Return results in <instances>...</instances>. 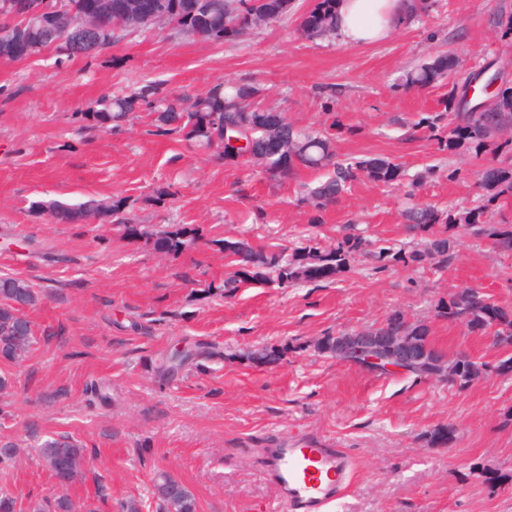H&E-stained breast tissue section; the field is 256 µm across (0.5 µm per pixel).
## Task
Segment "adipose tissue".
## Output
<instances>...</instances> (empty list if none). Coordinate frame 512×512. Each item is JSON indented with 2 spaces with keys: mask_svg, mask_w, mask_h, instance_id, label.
<instances>
[{
  "mask_svg": "<svg viewBox=\"0 0 512 512\" xmlns=\"http://www.w3.org/2000/svg\"><path fill=\"white\" fill-rule=\"evenodd\" d=\"M405 0H338L336 33L344 44L385 40L405 21Z\"/></svg>",
  "mask_w": 512,
  "mask_h": 512,
  "instance_id": "obj_1",
  "label": "adipose tissue"
}]
</instances>
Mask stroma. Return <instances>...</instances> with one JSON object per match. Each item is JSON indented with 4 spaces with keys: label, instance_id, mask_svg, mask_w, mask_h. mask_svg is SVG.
I'll use <instances>...</instances> for the list:
<instances>
[{
    "label": "stroma",
    "instance_id": "35a3bbf8",
    "mask_svg": "<svg viewBox=\"0 0 512 512\" xmlns=\"http://www.w3.org/2000/svg\"><path fill=\"white\" fill-rule=\"evenodd\" d=\"M287 17L213 42L151 26L92 57L46 50L0 62V275L28 279L39 295L27 316L37 341L0 393V494L19 512L56 489L38 456L59 434L79 440L85 477L67 490L73 512H161L159 473L180 479L199 512H285L258 472V449L310 438L344 449L352 481L328 512H512V484L489 488L474 466L512 472V375L495 372L512 347L441 316L437 304L465 286L512 312V252L457 225L448 261L377 262L352 256L346 270L291 287H226L234 269L218 242L244 238L286 250L331 247L347 225L373 248L412 250L402 211L409 201L461 214L488 204L512 224V195L482 188L477 174L512 168V146L475 154L444 145L449 126H421L444 109L447 81L409 90L405 76L439 53L462 72L489 66L512 74V35L499 17L512 0H423L426 9L388 41L350 47L301 35L315 0H293ZM248 83L262 107L301 128L332 134L339 158L382 157L401 180L361 178L320 213L303 202L324 174L301 168L281 181L256 164H228L156 133L147 118L111 131L82 130L79 112L106 92L157 82L189 98L212 85ZM169 197L155 202L158 187ZM132 199L131 223L157 231L198 229L178 257L146 248L111 224H54L30 213L35 201L84 195ZM402 313L428 328L447 357L468 354L485 370L460 389L434 376L381 373L316 351L327 335L368 331ZM201 355L172 376L174 349ZM274 348L269 363L243 352ZM450 425L454 439L431 443Z\"/></svg>",
    "mask_w": 512,
    "mask_h": 512
}]
</instances>
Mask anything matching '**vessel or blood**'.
Here are the masks:
<instances>
[{"label":"vessel or blood","mask_w":512,"mask_h":512,"mask_svg":"<svg viewBox=\"0 0 512 512\" xmlns=\"http://www.w3.org/2000/svg\"><path fill=\"white\" fill-rule=\"evenodd\" d=\"M259 467L276 487L286 512H326L352 477L348 455L330 444L264 448Z\"/></svg>","instance_id":"vessel-or-blood-1"}]
</instances>
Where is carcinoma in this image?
<instances>
[{
	"mask_svg": "<svg viewBox=\"0 0 512 512\" xmlns=\"http://www.w3.org/2000/svg\"><path fill=\"white\" fill-rule=\"evenodd\" d=\"M337 0H318L300 16L299 29L308 38L336 34ZM78 13L92 16L98 26L108 32L100 39L79 24L50 26L36 34L29 44H16L2 33L11 21L10 11L0 6V56L10 63L22 61L46 49L64 52V56H92L115 45L126 32L148 26L144 13L154 15L153 25L169 27L179 34L209 41L232 40L244 32L288 15L292 0H69ZM459 62L452 56L439 55L408 72L405 86L424 89L457 71ZM455 82L448 92L445 111L420 121L434 130L446 120L453 126L445 146L455 150L463 145L475 154L491 146L500 134L512 127V85L504 83L493 101L481 110L461 102L460 88ZM257 89L247 83H217L205 93L193 97L187 107L168 99L154 83L131 94L113 93L101 96L93 106L81 113L84 128L108 131L117 128L137 112L150 117L151 126L166 134H177L180 140L211 150L225 162L236 163L235 155L224 150V126L241 127L251 133L253 153L263 171L272 179H285L303 167L312 170L333 168L326 181L313 188L306 198L315 212L336 202L352 182L367 177L373 181L392 183L402 177L401 167L384 158L356 162L336 160L333 138L327 134H311L297 130L287 117H279L255 102ZM483 187L499 194L512 193V168L491 167L478 174ZM128 200L90 197L77 203L60 200L35 202L34 214H45L56 224H82L90 218L123 228L132 240L149 242L152 249L176 256L195 242L199 232L184 227L149 232L129 223ZM412 229L427 235L426 248L404 256L389 255L380 250L373 257L383 261L390 257L408 263L425 258L448 259L454 246L452 230L462 221L476 236H487L505 252L512 251V225L490 223L486 207L474 208L456 218L451 214L415 204L404 213ZM224 252L236 267L234 282H276L288 285L298 281L330 279L345 269L352 254L361 251L366 240L357 234H346L336 247L321 250L313 246L298 247L291 256L273 248L255 247L246 240H220ZM38 302L32 284L17 276L0 277V359L9 363L25 361L36 343V334L25 310ZM439 313L456 320L463 319L477 331L493 329L495 345L512 347V314L493 303L477 288H462L438 305ZM376 336H410L424 343L427 330L411 325L399 313L389 315L384 324L373 330ZM446 381L452 386L466 387L482 371L483 365L469 355L459 353L445 364ZM39 455L51 471L63 493L54 499L53 512H71V501L64 490L82 477L84 449L69 436L44 441ZM172 476H159L153 495L163 503L166 512H198L197 501L185 486L178 495L169 494Z\"/></svg>",
	"mask_w": 512,
	"mask_h": 512,
	"instance_id": "cac0c4a2",
	"label": "carcinoma"
}]
</instances>
